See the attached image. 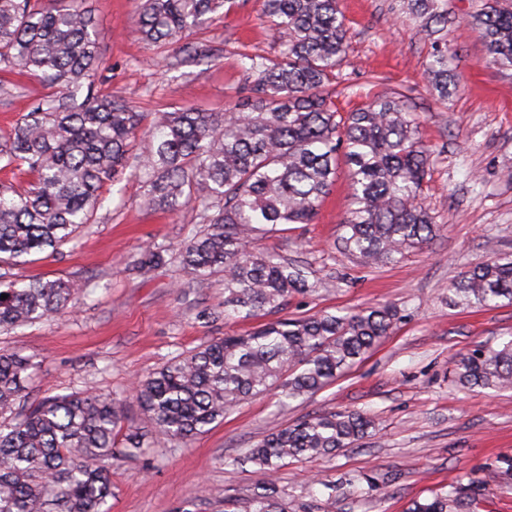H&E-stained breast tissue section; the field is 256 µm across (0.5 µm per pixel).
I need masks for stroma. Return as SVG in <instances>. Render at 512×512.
<instances>
[{
	"label": "stroma",
	"instance_id": "35a3bbf8",
	"mask_svg": "<svg viewBox=\"0 0 512 512\" xmlns=\"http://www.w3.org/2000/svg\"><path fill=\"white\" fill-rule=\"evenodd\" d=\"M459 17L448 36L450 66L462 92L441 101L423 81L430 41L422 20L402 0H340L347 58L336 100L346 113L369 98L407 88L422 139L432 151L423 200L440 226L422 249L396 262L366 266L337 245L348 182L338 172L311 224L255 240L309 265L315 290L294 295L281 317L343 314L390 304L400 319L360 362L307 399L284 406L278 390L242 402L190 447L153 433L132 390L176 355L204 342L242 334L263 317L224 315V276L192 277L170 255L196 228L195 213L145 205L140 179L121 176L103 189L92 224L56 252L14 267L15 278L39 276L87 284L74 308L14 330H0V349L31 358V397L93 390L125 400V423L151 443L142 458L112 468L109 512H224L228 497L244 499L275 479L289 512H328L325 482L336 485L329 512H405L430 491L465 485L498 457L512 455V390H468L454 381L455 360L474 345L512 336V304L463 308L448 301L462 272L491 252L512 254V74L484 60L477 33L463 19L476 0H438ZM102 53L112 65L109 88L147 117L190 104L221 112L244 84L241 53L269 54L277 39L263 0H238L224 18L196 33L213 46L211 61L170 64L136 33L134 0H88ZM147 250L167 262L140 269ZM360 410L375 429L335 456L292 460L275 475L237 467L267 434L307 416Z\"/></svg>",
	"mask_w": 512,
	"mask_h": 512
}]
</instances>
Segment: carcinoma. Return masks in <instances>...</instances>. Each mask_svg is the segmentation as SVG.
<instances>
[{
	"instance_id": "cac0c4a2",
	"label": "carcinoma",
	"mask_w": 512,
	"mask_h": 512,
	"mask_svg": "<svg viewBox=\"0 0 512 512\" xmlns=\"http://www.w3.org/2000/svg\"><path fill=\"white\" fill-rule=\"evenodd\" d=\"M237 0H136L140 38L174 45L190 58L212 49L186 38L224 17ZM434 34L424 77L441 96L459 81L448 70V11L414 0ZM278 50L248 57L245 95L222 112L184 106L144 115L118 92H103L110 70L84 0H0V70L40 78L54 92L18 115L0 137V170L28 175L25 188L0 183V329L54 317L85 285L13 279L4 267L56 251L94 221L101 189L125 171L144 180L146 205L174 212L189 204L205 228L180 248L183 268L201 280L224 273V311L277 312L312 291L305 268L253 240L287 224H311L348 169L349 198L339 247L366 264L396 262L423 248L439 225L421 198L431 149L422 141L405 91L376 97L345 115L334 98L347 51L339 0H263ZM468 23L485 60L512 71V0H482ZM512 303V255L467 270L452 288L456 306ZM400 319L383 305L346 314L283 318L247 334H226L172 358L136 386L154 431L191 444L239 403L281 388L288 400L332 384ZM32 359L0 350V512H105L112 461L136 459L143 434L123 432L124 404L89 390L35 398L25 406ZM462 388L512 389V338L480 344L455 363ZM373 421L356 410L325 411L286 425L245 460L268 473L290 459L329 457L361 441ZM512 478L503 457L481 478L412 501L406 512H475L480 488ZM288 512L273 480L239 508Z\"/></svg>"
}]
</instances>
